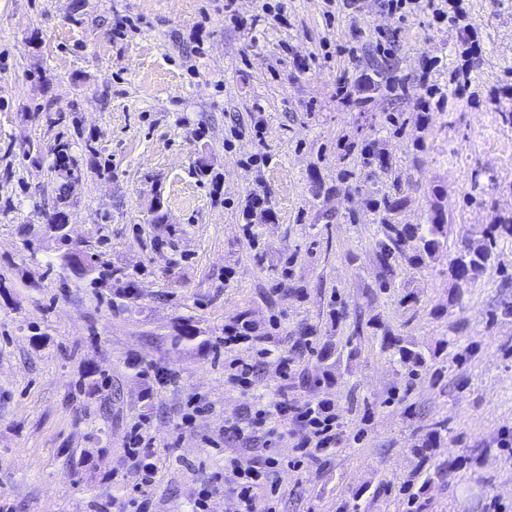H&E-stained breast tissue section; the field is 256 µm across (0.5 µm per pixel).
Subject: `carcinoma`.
<instances>
[{
	"mask_svg": "<svg viewBox=\"0 0 512 512\" xmlns=\"http://www.w3.org/2000/svg\"><path fill=\"white\" fill-rule=\"evenodd\" d=\"M56 168L63 182L58 188L59 209L52 222L62 225L66 222V207L69 199V173L77 168V163L70 155L69 144L60 142L55 147ZM404 205V200L397 195L383 193L372 200L375 210L384 213L375 251L377 262L383 276L392 275V261L399 256H406L416 264L435 258L448 249V222L439 208L433 209V216L428 224H401L395 221L396 215ZM512 236V221L494 224L485 230L481 240H465L456 247L454 256L449 260L448 273L453 288L460 291L479 275L487 271L492 263V251L496 239ZM60 267L78 279L96 282L101 279L121 280L126 277L120 268L107 266L99 261V255L85 251L65 249L59 256Z\"/></svg>",
	"mask_w": 512,
	"mask_h": 512,
	"instance_id": "carcinoma-1",
	"label": "carcinoma"
}]
</instances>
